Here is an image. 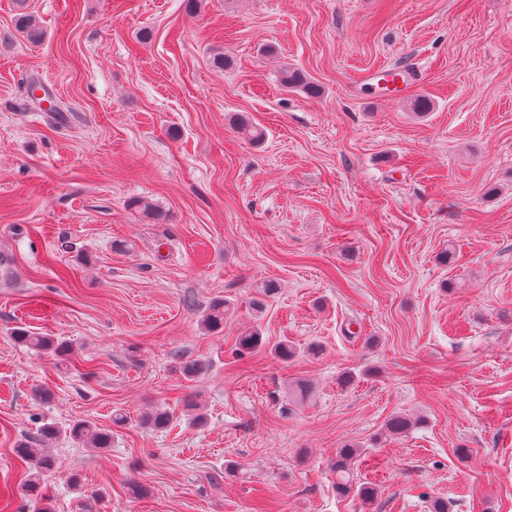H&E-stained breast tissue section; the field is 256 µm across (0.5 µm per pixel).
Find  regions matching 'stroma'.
Returning <instances> with one entry per match:
<instances>
[{"instance_id": "35a3bbf8", "label": "stroma", "mask_w": 512, "mask_h": 512, "mask_svg": "<svg viewBox=\"0 0 512 512\" xmlns=\"http://www.w3.org/2000/svg\"><path fill=\"white\" fill-rule=\"evenodd\" d=\"M24 9L39 43L0 0V512H512V0ZM252 326L295 356L239 354ZM46 423L59 469L24 497ZM347 446L371 504L336 488ZM69 430L70 436L74 440L80 441L90 448H107L111 442V435L102 432L95 423L89 420L76 421Z\"/></svg>"}]
</instances>
